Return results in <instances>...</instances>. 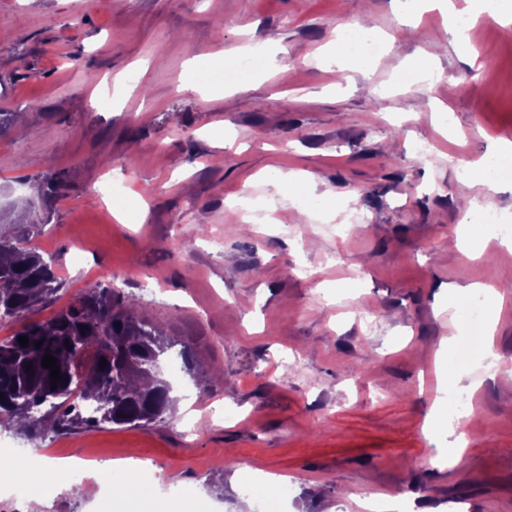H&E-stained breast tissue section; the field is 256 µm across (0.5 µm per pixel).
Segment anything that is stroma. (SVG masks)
<instances>
[{"label":"stroma","instance_id":"1","mask_svg":"<svg viewBox=\"0 0 512 512\" xmlns=\"http://www.w3.org/2000/svg\"><path fill=\"white\" fill-rule=\"evenodd\" d=\"M402 20L397 0H0V108L20 115L0 136V205L45 217L32 243L62 282L34 319L102 284L218 370L206 393L182 380L165 425L35 444L1 431L0 448L147 458L162 492L220 512H262L250 471L285 476L282 512H362L370 495L414 512H512V379L480 374L470 343L453 357L477 384L463 394L475 415L464 465L434 463L424 432L443 395L437 353L456 333L442 289L512 279L508 250L457 245L472 200L512 224V185L489 191L459 167L512 131V40L482 24V67L450 49L436 81H406L445 18ZM347 21L385 45L368 74L307 60ZM247 44L276 52L249 88L186 89L189 60ZM217 125L234 148L212 138ZM271 166L312 176L366 226L339 238L310 216L288 236ZM58 173L64 195H44ZM110 181L144 199L140 223L101 194Z\"/></svg>","mask_w":512,"mask_h":512}]
</instances>
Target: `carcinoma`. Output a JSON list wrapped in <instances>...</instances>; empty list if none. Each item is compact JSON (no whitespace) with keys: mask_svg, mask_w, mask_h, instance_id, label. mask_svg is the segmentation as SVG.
Masks as SVG:
<instances>
[{"mask_svg":"<svg viewBox=\"0 0 512 512\" xmlns=\"http://www.w3.org/2000/svg\"><path fill=\"white\" fill-rule=\"evenodd\" d=\"M42 223L44 218L28 209L14 232H0V325L20 324L12 335L0 338V424L18 420V432L37 441L79 426L168 423L178 403L174 382L150 368V360L177 347L181 371L201 391L210 384L203 379L190 344L143 316L136 302L96 284L53 316L28 320V314L50 302L61 286L51 262L28 243L30 233ZM20 336L28 337V344L21 345ZM67 341L72 348L66 347ZM77 346L93 351L81 382L71 370ZM47 353L57 360L59 374L69 377L55 388L51 369L42 366Z\"/></svg>","mask_w":512,"mask_h":512,"instance_id":"obj_1","label":"carcinoma"}]
</instances>
